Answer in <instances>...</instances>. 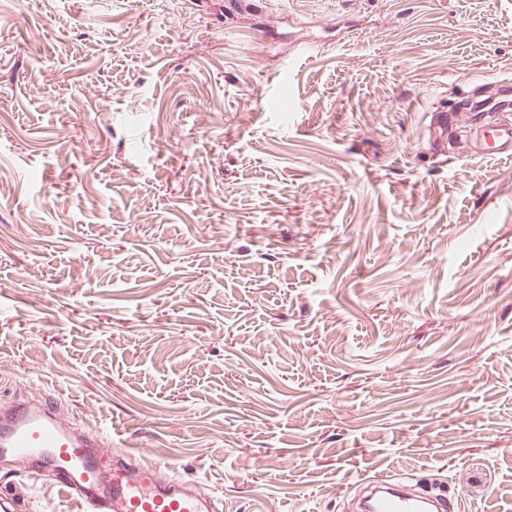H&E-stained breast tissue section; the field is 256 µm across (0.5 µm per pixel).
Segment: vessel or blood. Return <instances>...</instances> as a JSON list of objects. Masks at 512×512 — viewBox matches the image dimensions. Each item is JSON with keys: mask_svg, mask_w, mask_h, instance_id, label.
Wrapping results in <instances>:
<instances>
[{"mask_svg": "<svg viewBox=\"0 0 512 512\" xmlns=\"http://www.w3.org/2000/svg\"><path fill=\"white\" fill-rule=\"evenodd\" d=\"M474 154L511 160L512 123L483 131ZM55 411L54 404L44 399L1 414L0 455L32 456L35 475L75 497L82 512H203L185 483L158 479V472L169 469L168 461L115 463L110 450L92 449L86 437L68 432L55 419ZM381 485L383 492L373 500L370 512H455V502L443 499L432 509L426 498L392 491L391 480H382Z\"/></svg>", "mask_w": 512, "mask_h": 512, "instance_id": "vessel-or-blood-1", "label": "vessel or blood"}]
</instances>
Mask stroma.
<instances>
[{
    "instance_id": "stroma-1",
    "label": "stroma",
    "mask_w": 512,
    "mask_h": 512,
    "mask_svg": "<svg viewBox=\"0 0 512 512\" xmlns=\"http://www.w3.org/2000/svg\"><path fill=\"white\" fill-rule=\"evenodd\" d=\"M254 2L0 0V410L212 512H512V161L432 114L512 81V0ZM394 479H383L381 482L368 481L372 490L386 488L387 491L375 497L368 509L370 512H433L435 510L454 512L457 504L448 499H441L438 506L428 508L429 502L424 497H410L400 492L388 491L391 485L396 484Z\"/></svg>"
}]
</instances>
